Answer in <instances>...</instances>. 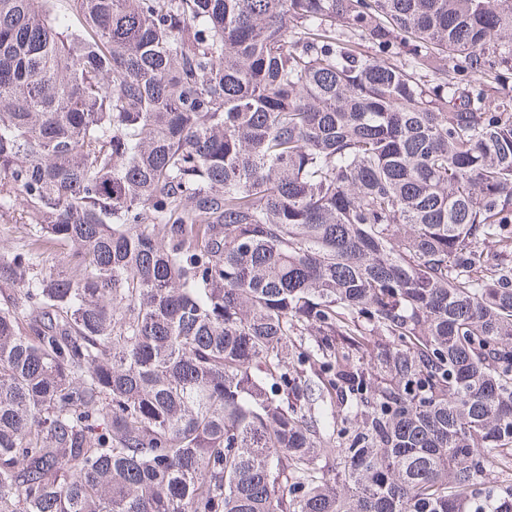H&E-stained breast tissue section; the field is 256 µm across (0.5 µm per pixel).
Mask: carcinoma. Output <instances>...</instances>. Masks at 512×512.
<instances>
[{"mask_svg": "<svg viewBox=\"0 0 512 512\" xmlns=\"http://www.w3.org/2000/svg\"><path fill=\"white\" fill-rule=\"evenodd\" d=\"M0 176V512H512V0H0Z\"/></svg>", "mask_w": 512, "mask_h": 512, "instance_id": "cac0c4a2", "label": "carcinoma"}]
</instances>
